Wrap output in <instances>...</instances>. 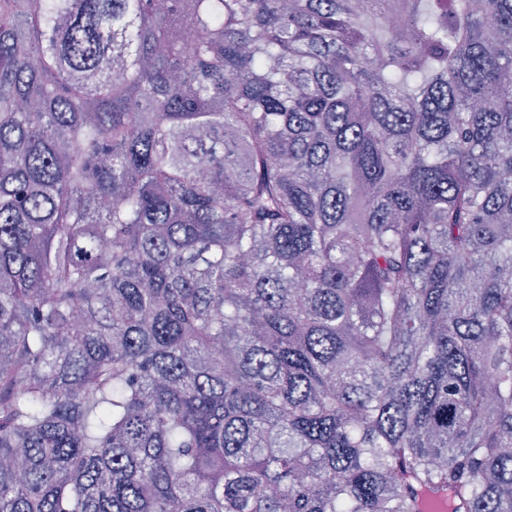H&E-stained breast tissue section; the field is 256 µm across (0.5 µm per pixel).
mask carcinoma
Instances as JSON below:
<instances>
[{"instance_id": "obj_1", "label": "carcinoma", "mask_w": 512, "mask_h": 512, "mask_svg": "<svg viewBox=\"0 0 512 512\" xmlns=\"http://www.w3.org/2000/svg\"><path fill=\"white\" fill-rule=\"evenodd\" d=\"M512 0H0V512H512Z\"/></svg>"}]
</instances>
